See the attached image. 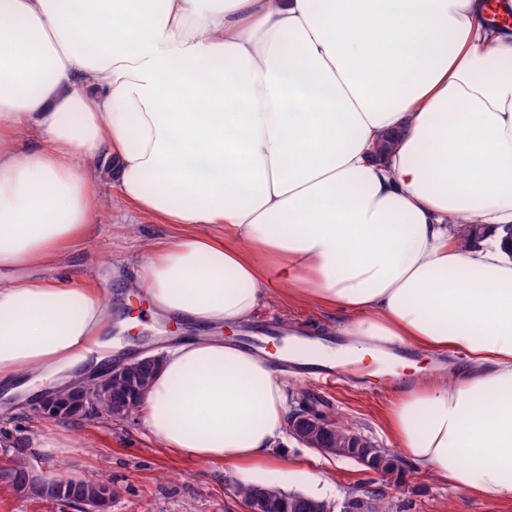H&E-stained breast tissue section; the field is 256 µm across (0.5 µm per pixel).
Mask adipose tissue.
<instances>
[{
  "instance_id": "1",
  "label": "adipose tissue",
  "mask_w": 512,
  "mask_h": 512,
  "mask_svg": "<svg viewBox=\"0 0 512 512\" xmlns=\"http://www.w3.org/2000/svg\"><path fill=\"white\" fill-rule=\"evenodd\" d=\"M107 182L174 229L119 282L162 313L221 326L276 297L339 316L327 361L452 351L451 373L401 361L385 433L512 502V28L487 0H0L6 392L111 356L105 294L25 273L63 266ZM272 358L182 340L141 399L149 435L288 480Z\"/></svg>"
}]
</instances>
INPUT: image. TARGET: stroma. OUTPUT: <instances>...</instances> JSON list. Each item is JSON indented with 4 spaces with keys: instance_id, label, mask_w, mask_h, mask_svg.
<instances>
[{
    "instance_id": "35a3bbf8",
    "label": "stroma",
    "mask_w": 512,
    "mask_h": 512,
    "mask_svg": "<svg viewBox=\"0 0 512 512\" xmlns=\"http://www.w3.org/2000/svg\"><path fill=\"white\" fill-rule=\"evenodd\" d=\"M164 225L147 215L133 214L114 202L102 220L92 224L83 239L74 245L63 273L99 288L110 295L113 317H132L149 324V346L161 353L184 336L181 323L156 318L155 308L141 295H116V274L127 273L138 260L146 243L166 236ZM58 269L42 268L47 277L58 276ZM278 321L289 328H310L325 332L328 339L345 343L337 330L336 315L304 305H291L273 299L262 305L248 320L251 329ZM125 356L137 354L144 344L121 337ZM336 388L325 389L313 381L286 374L291 397L303 395L317 400L329 417H340L353 430L371 438L383 448L392 443L384 434L383 414L398 389L409 377L395 358L370 367L368 374L343 370ZM67 432L74 446L63 457L46 462L30 453L34 437ZM32 465L43 480H105L115 488L111 512H245V505L235 494L242 479L225 471L223 465L187 459L158 448L148 435L141 411L124 419L90 413L70 421H57L35 413L25 402L0 395V469L15 458ZM284 464L290 472L287 484L268 475L271 487L302 493L326 503L337 512L347 494L373 488L384 491L386 512H512V502H490L472 497L437 482L428 474L401 461L403 478L395 486L372 481L369 474L353 460L324 455L289 439Z\"/></svg>"
}]
</instances>
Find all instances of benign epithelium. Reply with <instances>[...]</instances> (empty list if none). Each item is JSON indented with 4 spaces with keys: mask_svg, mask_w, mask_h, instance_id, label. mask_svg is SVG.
I'll return each mask as SVG.
<instances>
[{
    "mask_svg": "<svg viewBox=\"0 0 512 512\" xmlns=\"http://www.w3.org/2000/svg\"><path fill=\"white\" fill-rule=\"evenodd\" d=\"M128 364L114 366L104 375H93L89 381H80L66 386V391L51 390L44 393L37 404L36 411L53 419H69L86 414L94 409L102 400L112 401V378L123 372ZM326 427L323 416L301 407L292 416L290 432L303 445L312 447L305 436L309 426ZM100 490L95 502L90 503L82 498L74 481L59 480L56 483L45 482L28 474V478L16 485L22 493L42 497L52 488L59 493L65 502L72 506L74 512H110L112 507L111 485L99 483ZM371 500L360 495H348L340 504V512H370Z\"/></svg>",
    "mask_w": 512,
    "mask_h": 512,
    "instance_id": "7a95c632",
    "label": "benign epithelium"
}]
</instances>
